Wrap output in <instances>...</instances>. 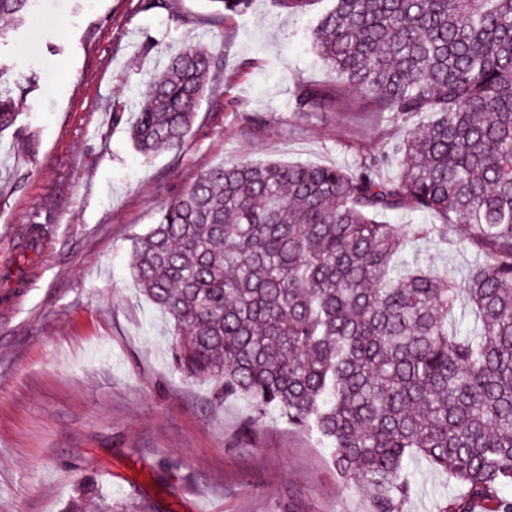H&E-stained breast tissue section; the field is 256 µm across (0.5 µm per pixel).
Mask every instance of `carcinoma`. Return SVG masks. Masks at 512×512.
Here are the masks:
<instances>
[{"instance_id":"carcinoma-1","label":"carcinoma","mask_w":512,"mask_h":512,"mask_svg":"<svg viewBox=\"0 0 512 512\" xmlns=\"http://www.w3.org/2000/svg\"><path fill=\"white\" fill-rule=\"evenodd\" d=\"M34 2L0 0V16L22 25ZM311 44L338 84L301 86L297 108L343 88L394 123L431 120L356 170H206L134 240L133 279L185 379L315 432L369 512H402L415 455L467 489L438 512H512V0H336ZM215 66L201 44L169 57L129 128L140 153L182 145ZM18 116L0 83V132ZM407 207L439 223L376 220ZM458 224L460 281L400 260ZM88 506L152 512L93 476L66 512Z\"/></svg>"}]
</instances>
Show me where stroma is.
Instances as JSON below:
<instances>
[{
	"mask_svg": "<svg viewBox=\"0 0 512 512\" xmlns=\"http://www.w3.org/2000/svg\"><path fill=\"white\" fill-rule=\"evenodd\" d=\"M335 0H38L0 46L11 83L35 80L0 133V265L46 225L26 288L0 292V512H63L96 475L159 512H368L315 436L277 410L222 401L176 371L165 317L129 275L132 243L210 167L235 160L357 168L405 128L356 100L298 111L299 85L333 86L308 36ZM204 43L220 61L182 146L152 156L129 126L147 81ZM178 469L159 475L164 460ZM403 512H437L459 486L409 464Z\"/></svg>",
	"mask_w": 512,
	"mask_h": 512,
	"instance_id": "1",
	"label": "stroma"
}]
</instances>
